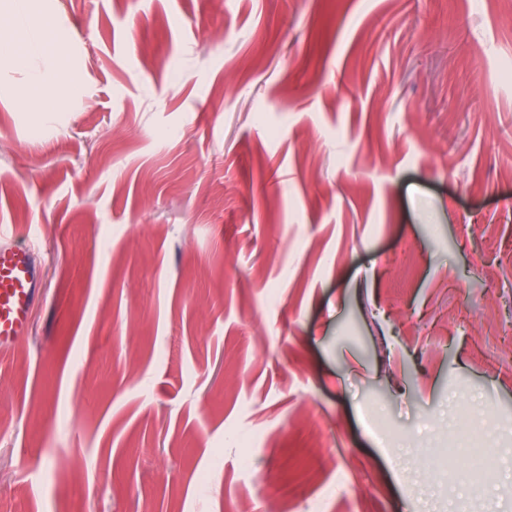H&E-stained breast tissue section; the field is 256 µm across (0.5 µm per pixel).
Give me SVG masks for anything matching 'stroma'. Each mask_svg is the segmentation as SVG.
<instances>
[{"mask_svg":"<svg viewBox=\"0 0 512 512\" xmlns=\"http://www.w3.org/2000/svg\"><path fill=\"white\" fill-rule=\"evenodd\" d=\"M44 17L58 112L0 65V225L39 228L42 279L0 350V512H512V11ZM461 429L471 442L469 448H467L470 467L476 475L484 476L491 466V461L486 448H484L483 436L471 426L469 419L466 417L462 420Z\"/></svg>","mask_w":512,"mask_h":512,"instance_id":"35a3bbf8","label":"stroma"}]
</instances>
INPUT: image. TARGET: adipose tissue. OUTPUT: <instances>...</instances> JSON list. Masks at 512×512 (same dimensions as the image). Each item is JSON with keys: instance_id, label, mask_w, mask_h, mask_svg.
Here are the masks:
<instances>
[{"instance_id": "adipose-tissue-1", "label": "adipose tissue", "mask_w": 512, "mask_h": 512, "mask_svg": "<svg viewBox=\"0 0 512 512\" xmlns=\"http://www.w3.org/2000/svg\"><path fill=\"white\" fill-rule=\"evenodd\" d=\"M31 2L32 0H10L15 25L10 32L0 35V58H7L17 69L27 68L30 59L35 56L52 58V70L32 74L26 89V98L35 111L49 112L54 107V101L46 95L45 89L52 76L63 70L64 52L60 45L52 40L48 24H29Z\"/></svg>"}]
</instances>
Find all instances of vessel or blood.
Returning <instances> with one entry per match:
<instances>
[{
  "instance_id": "1",
  "label": "vessel or blood",
  "mask_w": 512,
  "mask_h": 512,
  "mask_svg": "<svg viewBox=\"0 0 512 512\" xmlns=\"http://www.w3.org/2000/svg\"><path fill=\"white\" fill-rule=\"evenodd\" d=\"M0 228V349L12 347L29 331L39 298V271L32 251L6 238Z\"/></svg>"
}]
</instances>
